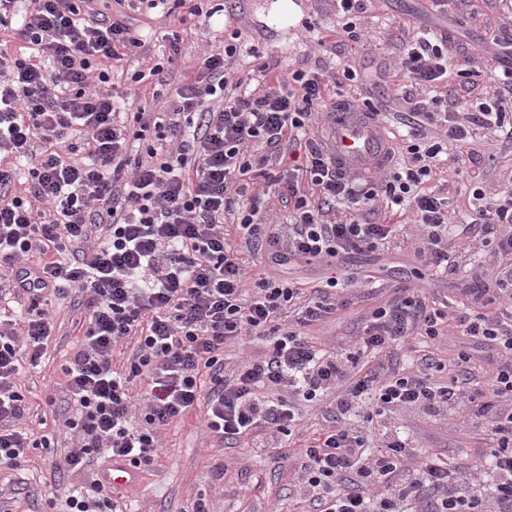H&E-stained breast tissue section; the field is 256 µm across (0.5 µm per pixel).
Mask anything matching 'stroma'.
Segmentation results:
<instances>
[{"mask_svg":"<svg viewBox=\"0 0 512 512\" xmlns=\"http://www.w3.org/2000/svg\"><path fill=\"white\" fill-rule=\"evenodd\" d=\"M130 0H85L84 10L103 15L128 14L133 28L144 37L146 55L126 56L113 62L110 80L102 92L124 93L126 112L151 103L159 83L174 85L193 75L204 45L219 46L241 31L243 52L233 69L248 73L257 58L270 57L279 73L297 66L320 70L328 101L372 102L376 117L391 138H398L405 95L410 82L398 66L402 41L427 31L448 44V74L435 89V99L491 101L498 88L496 75L505 62L489 44L494 29L512 25V0H365L366 11L357 17V40L348 42L344 55L334 45L344 25L334 0H292L294 13L283 12L280 0H204L202 7L214 14L209 28L181 32V52L162 79L134 81V73L147 69L151 59L167 52L164 36L178 26V14H165L146 5L130 8ZM474 60L472 76H461L467 60ZM355 69L350 86L337 89L338 69ZM431 188L448 192L449 220L463 222L475 205L473 191L493 192L512 186V128H474L469 144L449 146L446 171L437 173ZM412 236L396 239L389 250L355 254L348 258L351 273L372 275L371 285L351 286L349 304L332 320L307 330L310 341L351 353L354 337L364 317L379 305L394 300L404 288H419L426 295L447 299L450 309L463 310L470 303L465 288L473 272L490 266L489 251L466 252L446 274L426 271L414 258ZM50 314L55 330L39 367L25 380L29 388L31 427L35 432L58 433L60 451L71 446L63 431L65 404L61 399L63 368L82 339L79 321L83 309L76 301L53 303ZM206 406H197L174 421L163 433V453L154 471L139 474L135 484L121 493L132 512H194L204 503L207 512H293L289 497L297 460H287L278 450L227 448L204 430ZM415 447L466 460L485 446L482 429L462 432L436 424L416 413L398 414ZM74 476L54 472L44 450L31 451L24 470L0 474V502L10 512H52L51 500L76 484Z\"/></svg>","mask_w":512,"mask_h":512,"instance_id":"35a3bbf8","label":"stroma"}]
</instances>
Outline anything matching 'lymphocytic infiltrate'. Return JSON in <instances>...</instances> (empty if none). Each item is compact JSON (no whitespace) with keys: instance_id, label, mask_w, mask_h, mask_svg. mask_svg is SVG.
<instances>
[{"instance_id":"f902f5d3","label":"lymphocytic infiltrate","mask_w":512,"mask_h":512,"mask_svg":"<svg viewBox=\"0 0 512 512\" xmlns=\"http://www.w3.org/2000/svg\"><path fill=\"white\" fill-rule=\"evenodd\" d=\"M80 13L77 0H29L15 37L34 46L35 56L0 48V470L20 469L29 449L51 445L22 426L30 407L20 380L52 332L41 303L74 296L85 323L63 370L72 447L54 466L86 482L67 490L58 512H120L121 494L95 471V460L153 469L165 428L199 404H206L205 428L217 440L250 436L256 447L282 448L299 426L300 405L329 395L334 404L324 425L298 448L294 495L311 512H512V268L490 288L472 281L473 311L458 315L407 294L374 309L360 337L378 353L410 342L439 346L456 324L465 339L497 354L478 378L463 349L439 386L431 380L432 356L411 371L381 364L363 372L302 332L339 306L334 289L347 256L388 249L397 238V225L363 223V210L408 206L422 265H451L448 200L424 186L449 143L465 146L473 127L501 125L512 112V71L504 74L506 95L479 104L463 122L415 101L414 110L445 134L415 132L392 175L341 176L327 144L307 135L313 107L335 109L318 74L297 70L285 79L264 61L253 75L235 76L227 63L240 45L228 41L204 51L167 110L136 113L131 128L120 121L114 97L93 87L89 69L141 42L121 20L84 23ZM43 55L51 68L41 65ZM447 62L444 44L422 37L406 45L399 65L423 92ZM151 129L169 133L175 146H152L146 159L131 160L130 142ZM74 131L88 162L66 161L56 149ZM301 133V170L275 175L290 221L268 223L260 185L274 175L269 156L255 147ZM33 157L29 187L12 194L13 165ZM304 180L317 199L302 194ZM338 201L351 215L328 223L325 208ZM228 214L235 218L231 235L224 231ZM478 216L477 241L494 240L495 253L512 255V189ZM247 247L268 248L270 265L248 299ZM287 264L329 267L325 287L303 295L281 274ZM255 338L266 341L264 354L226 365V346ZM126 339L136 349L123 358L118 346ZM461 408L486 428L481 458L461 462L416 448L391 420L417 412L441 422Z\"/></svg>"}]
</instances>
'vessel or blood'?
Segmentation results:
<instances>
[{
  "instance_id": "b4317fda",
  "label": "vessel or blood",
  "mask_w": 512,
  "mask_h": 512,
  "mask_svg": "<svg viewBox=\"0 0 512 512\" xmlns=\"http://www.w3.org/2000/svg\"><path fill=\"white\" fill-rule=\"evenodd\" d=\"M330 147L336 169L342 173L377 171L388 154V142L378 121L351 109L336 114Z\"/></svg>"
}]
</instances>
